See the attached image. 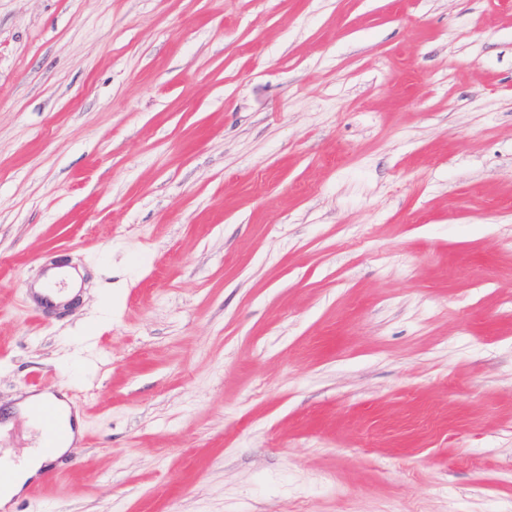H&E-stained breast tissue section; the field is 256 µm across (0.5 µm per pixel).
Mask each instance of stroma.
Segmentation results:
<instances>
[{
  "label": "stroma",
  "instance_id": "35a3bbf8",
  "mask_svg": "<svg viewBox=\"0 0 512 512\" xmlns=\"http://www.w3.org/2000/svg\"><path fill=\"white\" fill-rule=\"evenodd\" d=\"M52 392L0 512H512V0H0V410ZM60 404L66 410L69 418L68 422V418L66 416L64 422V426L68 432V439L62 447L58 448L59 443L64 438V432L61 429L55 428L52 433L43 438L41 443L42 453L44 456H51L54 449L58 454L64 452L74 437L69 408L63 401H61ZM42 453L39 448H29L22 456L18 457L10 450L4 451L2 462L13 468L14 476L11 468L0 465V487L4 485L0 490V503L2 505L19 493L30 479H33L39 474L45 461V457Z\"/></svg>",
  "mask_w": 512,
  "mask_h": 512
}]
</instances>
